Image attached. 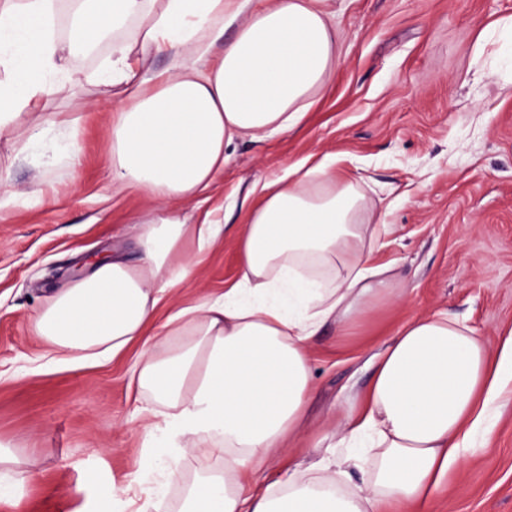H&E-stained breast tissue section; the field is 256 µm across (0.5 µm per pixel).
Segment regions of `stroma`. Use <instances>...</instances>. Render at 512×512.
I'll return each instance as SVG.
<instances>
[{"label":"stroma","instance_id":"1","mask_svg":"<svg viewBox=\"0 0 512 512\" xmlns=\"http://www.w3.org/2000/svg\"><path fill=\"white\" fill-rule=\"evenodd\" d=\"M336 11L335 77L299 126L229 148L222 178L193 210L211 213L226 232L204 257L198 287L181 291L182 302H197L235 282L233 231L258 200L252 188L290 166L334 160L337 174L369 193L390 226L374 259L391 266L407 294L345 342L330 326L316 336L309 413L317 424L348 410L370 382V355L418 315L447 312L492 353L500 330L512 327V78L496 71L512 61V38L495 27L512 15V0H341ZM111 59L108 46L91 59L67 57L79 84L21 118L38 130L55 113L81 111L77 159L53 146L67 134L62 127L23 161L0 139V175L24 192L0 212V443L26 448L38 471L0 512H98L95 491L80 485L90 470L130 486L143 512H180L199 468L187 460L180 482L160 496L139 479L147 449L164 444L146 438L134 418L153 403L129 376L141 345L114 359L56 361L29 322L71 284L83 255L137 253L134 219L151 201L113 193L112 114L90 107L114 94L100 80ZM58 486L68 495L55 494ZM432 512H512V385L493 434L450 472Z\"/></svg>","mask_w":512,"mask_h":512}]
</instances>
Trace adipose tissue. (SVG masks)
Segmentation results:
<instances>
[{
  "mask_svg": "<svg viewBox=\"0 0 512 512\" xmlns=\"http://www.w3.org/2000/svg\"><path fill=\"white\" fill-rule=\"evenodd\" d=\"M76 42L50 35L48 0H0V139L24 158L39 139L20 118L76 83L64 55L139 20L142 45L169 69L143 70L132 45L115 44L107 81L112 186L152 201L139 218L136 260L101 263L31 320L49 353L70 361L144 346L130 367L160 407L146 436L170 446L144 470L179 481L186 458H223L185 493L181 512H426L474 434L490 437L492 411L512 381V328L489 353L474 329L434 312L396 331L358 405L315 435L305 428L314 391L312 342L338 337L400 302L372 245L389 226L330 165L290 167L264 182L237 235L239 278L224 293L177 306L156 333L158 307L195 283L223 234L183 207L224 172L239 138H271L302 121L335 75L340 32L334 0H74ZM237 35L223 42L226 27ZM309 442L311 460L290 446ZM282 463L278 479L265 470ZM360 483H353V474Z\"/></svg>",
  "mask_w": 512,
  "mask_h": 512,
  "instance_id": "obj_1",
  "label": "adipose tissue"
}]
</instances>
